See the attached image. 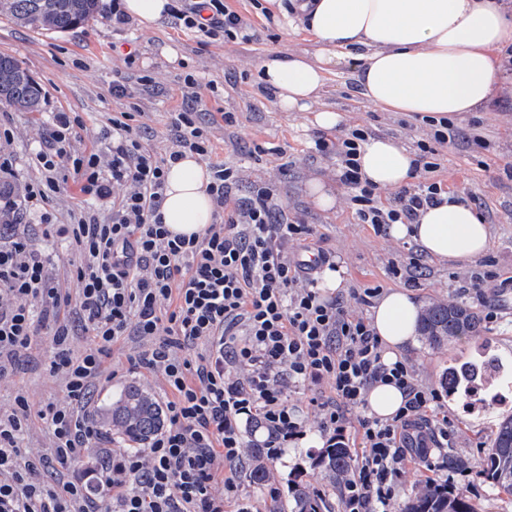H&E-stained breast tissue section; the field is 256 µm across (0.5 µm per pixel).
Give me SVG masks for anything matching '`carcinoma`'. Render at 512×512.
Listing matches in <instances>:
<instances>
[{"label": "carcinoma", "mask_w": 512, "mask_h": 512, "mask_svg": "<svg viewBox=\"0 0 512 512\" xmlns=\"http://www.w3.org/2000/svg\"><path fill=\"white\" fill-rule=\"evenodd\" d=\"M100 0H0V16L11 19L20 27L53 33L68 32L100 16ZM42 89L29 71L14 57L0 55V104L17 112H38ZM18 185L0 182V224H18L22 208L18 203ZM481 318L471 309L459 304H437L426 310L421 318V334L430 343L479 333ZM474 368L452 366L445 379L448 395L459 393L462 386L473 380ZM165 425V413L158 401L141 384L131 382L107 401L99 411L100 434H117L129 446L146 445ZM253 464L250 481L266 484L269 472L264 464L262 448L248 449ZM349 450L336 445L325 448L315 465L334 475L347 468ZM480 473L499 491L512 496V417L500 422L494 441L479 459ZM294 512H323L325 502L314 500L306 487L293 491ZM404 512H474L469 493L465 490L440 492L434 488L421 491L405 507Z\"/></svg>", "instance_id": "carcinoma-1"}]
</instances>
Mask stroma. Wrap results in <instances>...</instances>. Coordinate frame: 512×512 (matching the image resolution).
<instances>
[{
  "label": "stroma",
  "instance_id": "obj_1",
  "mask_svg": "<svg viewBox=\"0 0 512 512\" xmlns=\"http://www.w3.org/2000/svg\"><path fill=\"white\" fill-rule=\"evenodd\" d=\"M227 2L251 23V41L212 39L180 25L170 15L149 30L133 19L118 24L112 20V0H101L102 11L96 21L66 33L32 31L0 17V53L20 60L43 89L39 112H16L0 106V130L11 132L10 140L0 144V153L12 161L10 171H0V180L24 186L39 178L34 153L44 142L54 112L69 113L73 120L72 153L106 155L113 115L133 107L141 113L145 144L156 154L168 153L176 147L171 115L183 103L184 79L190 74L198 83L203 121L212 144L204 165L239 167V192L243 195L257 182L273 186L279 201L314 228L320 247L344 267L340 296L366 287L387 291L404 287V280L393 277L390 268L420 256L418 247L393 241L387 232L358 221L350 191L337 177L335 156H322L314 150L322 131L311 125L310 113L279 111L273 95L259 87L263 59L274 53L288 56L309 50L308 35L286 33L283 17L265 18L267 0ZM168 45L177 50L176 60L163 55L162 49ZM116 81L127 86L128 97L113 96ZM321 102L342 115L343 121L335 130L339 136L360 125L372 135L398 138L412 147L429 130L410 113L372 107L360 93L355 71L348 65L329 75ZM226 112L235 113V125H225L222 115ZM453 124L461 132L484 136L490 143L486 150L460 141L442 148L438 173L450 190L459 189L473 197L474 208L490 226L489 246L481 258L463 267L420 256L423 275L413 291L427 306L453 303L458 280L478 276L487 297L498 298L502 319L497 325L482 326L478 336L439 346L423 341L409 352L419 379L437 387L449 367L478 361L484 352L512 368V294H496L501 279L512 276V81L486 111L465 113L454 118ZM315 178L335 185L337 206L323 210L313 203L307 184ZM80 207L101 223L112 214L111 199L84 200L78 184L70 181L53 194L44 211H24L20 226L34 247L60 255L62 265L52 275L63 289L76 287L65 269L76 255L62 235L46 234L41 214L49 212L53 223L68 224ZM133 353L131 345H114L109 361L117 375L95 391L90 413H97L132 380L150 390L159 402H166L169 390L162 377L134 372L129 363ZM50 357V344L45 341L21 358L13 375L0 381V411L11 410L20 393L35 410L64 398V383L49 371ZM444 405L458 432L455 448L448 451L452 458L477 457L480 449L492 443L499 422L512 416V401L490 403L473 411L465 396L458 394L445 399ZM325 441L318 429H310L278 460L269 462L279 491L274 499L268 497L266 488L247 482L244 473L250 462L242 460L233 474L243 498L260 504L263 512H290L292 487L315 480L324 490L329 512H339L333 479L313 464ZM22 446L26 455L44 458L40 477L46 482H54L64 472L73 478L84 475L83 464L65 469L53 459L49 437L39 419H32Z\"/></svg>",
  "mask_w": 512,
  "mask_h": 512
}]
</instances>
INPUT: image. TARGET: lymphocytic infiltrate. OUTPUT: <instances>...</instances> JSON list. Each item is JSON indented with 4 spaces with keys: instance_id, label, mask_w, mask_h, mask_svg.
<instances>
[{
    "instance_id": "lymphocytic-infiltrate-1",
    "label": "lymphocytic infiltrate",
    "mask_w": 512,
    "mask_h": 512,
    "mask_svg": "<svg viewBox=\"0 0 512 512\" xmlns=\"http://www.w3.org/2000/svg\"><path fill=\"white\" fill-rule=\"evenodd\" d=\"M177 18L229 41L244 26L224 0H188ZM71 126L68 113L55 114L36 155L42 178L28 185L25 200L31 207L47 202L68 166L83 193L111 197L112 216L105 224L81 218L61 227L79 258L68 271L77 283L73 295L55 286L54 258L27 238L0 247V380L48 334L50 370L64 380L68 399L47 403L39 416L56 460L68 466L99 439L85 400L91 388L114 378L106 361L113 345L127 340L137 349L133 367L161 375L170 390L169 425L148 448L126 449L102 463L98 493L78 478L50 486L35 481L37 461L21 452L30 405L17 396L13 410L0 412V512H253L235 478L224 473L246 453L239 422L247 417L264 424L267 456L280 458L306 434L291 401L303 387L313 390L308 404L318 430L334 441L356 440L348 470L336 479L341 512H393L399 484L415 476L425 487L444 489L456 481L474 490L470 460L450 462L444 455L456 433L439 389L419 380L408 359L385 362L369 318L354 311L373 305L381 288L359 289L346 301L323 298L320 276L336 264L270 185L256 183L248 195H238L239 168L212 165L215 223L189 237L163 224L169 166L184 152L205 157L212 151L194 107L173 113L177 148L163 156L143 145L132 112L113 118L105 164L98 154L69 151ZM455 137L452 123L431 124L417 143V184L387 204L363 179L356 159L365 129L319 137L314 150L335 156L358 220L380 230L415 223L421 209L440 203L447 187L435 177L438 157ZM292 242L302 243L313 261L289 253ZM68 308L89 338L79 353L68 325L48 331L41 317ZM377 383L404 393L393 417L368 412L366 395Z\"/></svg>"
}]
</instances>
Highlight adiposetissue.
Wrapping results in <instances>:
<instances>
[{
	"mask_svg": "<svg viewBox=\"0 0 512 512\" xmlns=\"http://www.w3.org/2000/svg\"><path fill=\"white\" fill-rule=\"evenodd\" d=\"M301 29L313 39V54L266 58L263 82L284 112H312V123L336 128L342 117L314 110L328 74L348 61L359 64L356 78L365 99L389 112L437 119L478 112L495 98L501 66L494 51L512 45V0H312ZM364 179L398 188L414 178L416 155L400 139L371 137L358 157ZM210 174L198 157L186 154L166 176L160 212L171 232L202 234L214 220L208 192ZM388 234L409 241L433 258L466 263L488 246V224L456 195L420 211L416 223L392 224ZM422 305L413 292H386L369 314L393 362L417 344Z\"/></svg>",
	"mask_w": 512,
	"mask_h": 512,
	"instance_id": "ef3b65f1",
	"label": "adipose tissue"
}]
</instances>
